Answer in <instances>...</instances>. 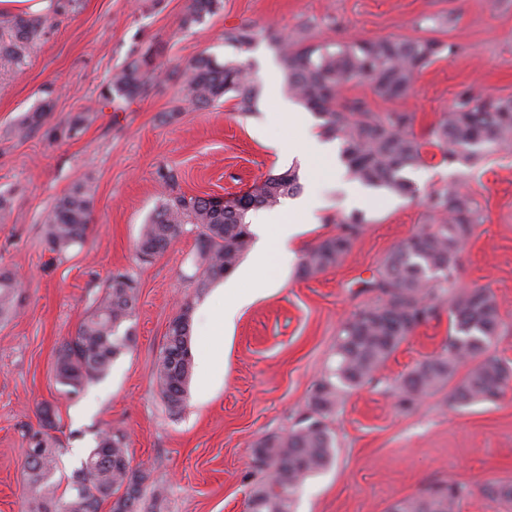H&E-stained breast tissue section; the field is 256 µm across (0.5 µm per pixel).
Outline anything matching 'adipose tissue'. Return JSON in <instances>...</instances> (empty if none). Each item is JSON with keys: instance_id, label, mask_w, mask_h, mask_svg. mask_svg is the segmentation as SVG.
Segmentation results:
<instances>
[{"instance_id": "ef3b65f1", "label": "adipose tissue", "mask_w": 512, "mask_h": 512, "mask_svg": "<svg viewBox=\"0 0 512 512\" xmlns=\"http://www.w3.org/2000/svg\"><path fill=\"white\" fill-rule=\"evenodd\" d=\"M282 113L291 121L294 130V137L285 149L289 155L300 156L307 163L310 188L303 197L289 203L288 209L294 215L293 221H279L277 215L265 210L251 214V229L258 237L246 273L252 286L243 289L230 282L218 288L217 293L224 306L211 317L210 331L216 340L209 353L197 362V373L205 379L210 378L216 360L224 352L221 336L231 333L241 310L274 287V279L266 274L268 267L273 265L284 270L293 263L300 234L306 224L314 222L316 211L323 205L319 194L321 182H343L335 145L322 141L312 132L304 113L291 111L287 107L283 108Z\"/></svg>"}]
</instances>
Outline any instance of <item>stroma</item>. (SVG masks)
Instances as JSON below:
<instances>
[{
	"instance_id": "1",
	"label": "stroma",
	"mask_w": 512,
	"mask_h": 512,
	"mask_svg": "<svg viewBox=\"0 0 512 512\" xmlns=\"http://www.w3.org/2000/svg\"><path fill=\"white\" fill-rule=\"evenodd\" d=\"M189 0H51L54 25L21 59L0 56V269L22 282L19 306L0 321V512H25L26 450L33 432L63 448L59 468L70 475V448H93L102 431L126 434L134 467L146 476L148 512H245L262 474L252 449L282 434L305 414L313 385L334 365L340 323L367 302L359 291L382 259L405 243L431 215L426 196L443 185L472 198L484 217L465 245L458 277L468 288L495 294L503 320L497 349L512 360V147L471 160L442 162L435 148L404 175L415 193L372 199L351 250L312 277L299 266L257 298L238 318L221 370L190 382L181 413L168 412L154 378L171 321L191 316L193 357L210 343L205 307L217 306L215 285L200 287L194 230L144 261L136 253L141 227L165 192L161 172L177 176L188 196L232 198L269 173L308 174L279 150L291 135L274 121L277 98L261 91L252 111L224 97L198 109L182 99L181 73L201 55L238 59L265 78L277 50L263 31L274 28L298 42L415 40L457 44L456 55L424 68L413 91L386 101L368 81L351 79L337 105L364 102L372 112L414 115L423 134L464 87L512 99V0H224L218 15L186 28ZM255 33L249 49L224 41L227 29ZM150 52L160 75L144 98L127 103L101 93L130 55ZM43 109L30 132L22 118ZM88 113L83 131L50 137L69 116ZM84 185L94 201L83 245L56 254L45 241V216L54 200ZM318 223L298 238V254L335 235L349 214L336 193ZM136 283L138 301L128 323L131 342L104 379L80 397L57 384L55 363L115 272ZM448 317L418 327L379 371L381 386L345 395L331 427L334 462L308 478L293 512H388L428 486L455 482L472 493L459 512H494L479 492L485 482L512 479V385L502 398L461 410L445 393L417 407H397L387 389L418 361L439 352Z\"/></svg>"
}]
</instances>
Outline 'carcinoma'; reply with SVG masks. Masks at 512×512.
<instances>
[{
  "label": "carcinoma",
  "instance_id": "1",
  "mask_svg": "<svg viewBox=\"0 0 512 512\" xmlns=\"http://www.w3.org/2000/svg\"><path fill=\"white\" fill-rule=\"evenodd\" d=\"M221 8L222 0H190L182 23L202 24ZM8 25L9 37L0 40V53L21 58L52 25V17L20 13ZM254 37L248 26L224 32V41L236 49L250 45ZM265 38L278 50L287 93L321 119L326 133L341 141L350 178L361 185L412 196L414 189L404 171L423 162L426 147L438 149L442 161L453 163L512 146V99L495 98L471 87L456 94L448 111L422 137L410 131V112H369L361 101L336 107L339 84L352 77L368 80L386 101L406 96L419 70L456 53L454 44L434 38H383L303 45L276 29L266 30ZM154 77L151 55L133 57L111 77L102 96L134 101L146 94ZM181 78L184 98L194 107L213 105L230 94L239 110L249 112L259 94L255 73L237 60L221 63L201 55ZM300 188L298 176L290 170L270 174L237 197V205L224 210L214 208L205 197L169 192L142 225L137 252L143 259L152 258L180 236L184 225L195 226L204 288L233 273L250 249L249 212L274 208ZM426 207L432 223L389 253L376 273L362 281L370 299L339 327L335 366L314 386L307 414L288 433L265 437L256 444L253 460L266 476L251 488L246 512H291L306 479L333 459L336 443L329 419L341 398L380 382L376 373L387 359L445 307L448 337L440 352L417 362L396 381L397 405L410 410L421 398L446 388L449 405L468 408L496 401L512 380V365L497 350L502 320L495 295L488 288H465L458 282L462 250L482 224L478 209L469 196L453 187L432 191ZM92 210V198L81 185L58 197L45 218L50 250L62 253L82 244ZM365 223L362 216L342 221L338 233L305 253L302 274L311 277L335 266ZM17 288L16 279L1 271V317L14 310ZM137 300L133 280L121 272L112 274L95 308L58 354L56 378L66 394L77 395L86 383L105 376L128 348L130 334L120 328L133 316ZM189 340L187 307L170 323L155 365L157 388L174 414L185 406L192 368ZM60 455L61 449L52 445L27 449L28 512H100L109 499L112 512H145V475L131 466L122 432L106 430L99 436L61 494L56 478ZM480 491L498 512H512L511 479L487 482ZM470 494L467 486L458 483L429 486L417 496L396 502L390 512H459L462 500Z\"/></svg>",
  "mask_w": 512,
  "mask_h": 512
}]
</instances>
